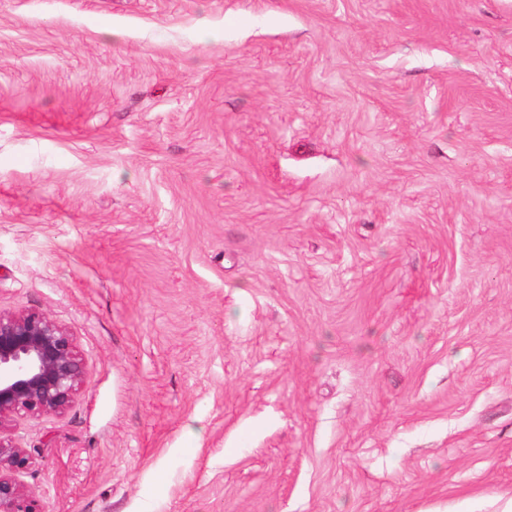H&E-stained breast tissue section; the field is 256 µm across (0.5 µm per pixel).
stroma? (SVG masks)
I'll list each match as a JSON object with an SVG mask.
<instances>
[{
    "label": "stroma",
    "instance_id": "35a3bbf8",
    "mask_svg": "<svg viewBox=\"0 0 512 512\" xmlns=\"http://www.w3.org/2000/svg\"><path fill=\"white\" fill-rule=\"evenodd\" d=\"M85 380L43 512L512 497V0H0V311Z\"/></svg>",
    "mask_w": 512,
    "mask_h": 512
}]
</instances>
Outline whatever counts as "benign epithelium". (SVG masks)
Segmentation results:
<instances>
[{"label":"benign epithelium","mask_w":512,"mask_h":512,"mask_svg":"<svg viewBox=\"0 0 512 512\" xmlns=\"http://www.w3.org/2000/svg\"><path fill=\"white\" fill-rule=\"evenodd\" d=\"M84 359L75 336L41 311L0 313V429L9 422L62 416L82 388ZM32 453L0 434V512H41L37 494L15 478Z\"/></svg>","instance_id":"7a95c632"}]
</instances>
